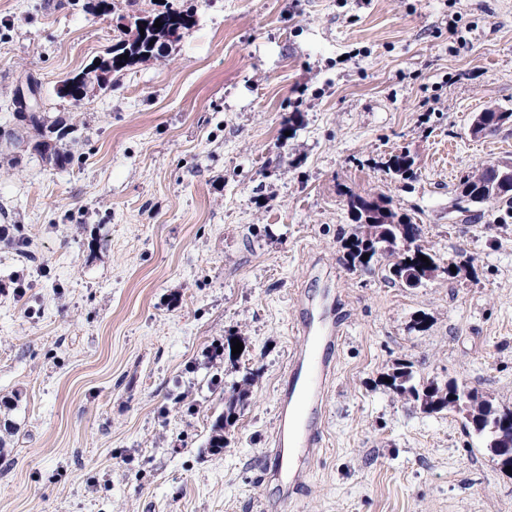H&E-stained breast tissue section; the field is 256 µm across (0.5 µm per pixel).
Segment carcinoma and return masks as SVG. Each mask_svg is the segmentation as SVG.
Instances as JSON below:
<instances>
[{
    "label": "carcinoma",
    "instance_id": "1",
    "mask_svg": "<svg viewBox=\"0 0 512 512\" xmlns=\"http://www.w3.org/2000/svg\"><path fill=\"white\" fill-rule=\"evenodd\" d=\"M127 20L125 30L112 47L96 60L92 66L94 81L86 89V93L101 90L112 83V75L127 70L134 64L163 55L169 43L180 38L181 31L189 29L194 24V14L189 9L168 8L151 16H140L128 13L120 16ZM162 27H154L155 22ZM149 32V37H141L140 29ZM155 43H150V40ZM128 58H123V55ZM14 117L26 129L33 131V136L27 141L31 152L39 155L42 160L58 169H64L74 164V156L62 147V141L67 138L59 119H50L43 112L25 116L20 104L13 102ZM488 117L484 126L473 134L475 138L495 136L505 130L512 129V110L500 106H488L483 109ZM414 157L408 152L393 154L385 162V172L395 180H410L414 177ZM486 203L496 205L504 215L512 217V159L486 161L472 172L462 176L456 188L454 211L461 217L464 224L472 223L484 216L479 206ZM351 214L356 223L355 232L345 240L347 249L346 261L353 269L372 271L383 258L393 257L395 261L387 265L386 278L399 281L409 288H415L440 276L452 279L462 270V266L452 264L442 265L429 247L421 243L420 225L412 223L406 214H400L388 207L381 198H367L360 195H350ZM403 236L407 246L401 251L380 248L389 240ZM14 244L17 246L18 257L24 263H33L35 256L27 249V238L23 227L15 225ZM429 259V263L421 261L420 256ZM390 383L386 388L394 394L404 397L419 406L425 412H440L443 410L458 411L467 415L469 422L479 425L475 432L483 437L486 448L494 457L497 444L492 428L501 415L512 412V409L497 408L492 402L480 395L478 391H469L465 402H456L451 394L456 392L458 383L452 380L444 385L434 382L419 383L411 367L405 364L397 365L388 375ZM254 376H245L242 384L232 390L225 398L224 414L219 416L212 425L208 446L214 453L224 449V428L231 424L237 414V406L249 394V386Z\"/></svg>",
    "mask_w": 512,
    "mask_h": 512
}]
</instances>
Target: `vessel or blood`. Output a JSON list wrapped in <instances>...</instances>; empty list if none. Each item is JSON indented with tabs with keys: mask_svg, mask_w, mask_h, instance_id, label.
Returning <instances> with one entry per match:
<instances>
[{
	"mask_svg": "<svg viewBox=\"0 0 512 512\" xmlns=\"http://www.w3.org/2000/svg\"><path fill=\"white\" fill-rule=\"evenodd\" d=\"M345 323L330 318L315 325L301 310V342L290 354L278 391V426L270 450L258 461L260 482L275 486L280 504L301 491L307 471L323 446L324 414Z\"/></svg>",
	"mask_w": 512,
	"mask_h": 512,
	"instance_id": "1",
	"label": "vessel or blood"
}]
</instances>
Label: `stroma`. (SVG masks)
<instances>
[{
    "label": "stroma",
    "instance_id": "stroma-1",
    "mask_svg": "<svg viewBox=\"0 0 512 512\" xmlns=\"http://www.w3.org/2000/svg\"><path fill=\"white\" fill-rule=\"evenodd\" d=\"M195 24L164 56L75 102L59 84L109 48L126 0H0V153L13 94L76 123L57 169L0 166V512H266L255 477L277 428L300 292L345 314L323 446L287 512H512L459 413L384 384L396 362L512 408V218L461 223L462 173L512 159V0H180ZM416 158L417 177L381 161ZM422 227L456 278L421 288L352 271L349 195ZM426 315L422 330L413 320ZM235 359L208 358L228 334ZM252 396L210 452L224 392ZM483 112H477L473 119L476 120L480 114H484L488 117L486 122L479 121V124L484 126L481 129L476 130L472 135L475 138L490 137L500 134L504 130L511 131L512 129V110L505 109L500 106H488L482 110ZM479 113V114H478ZM478 114V115H477ZM507 115V121L501 120V117ZM475 118V119H474ZM385 172L395 180H410L414 177V157L410 152L392 154L384 163Z\"/></svg>",
    "mask_w": 512,
    "mask_h": 512
}]
</instances>
